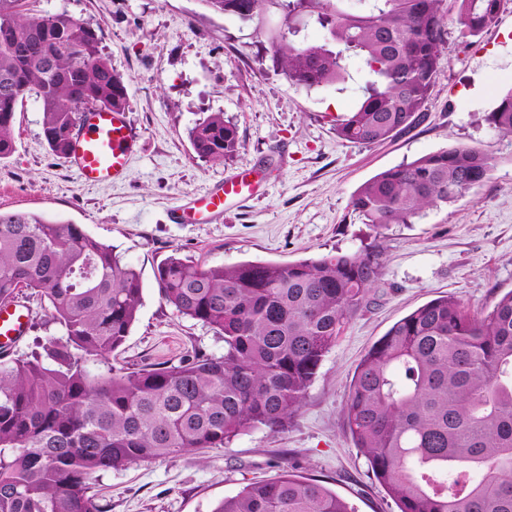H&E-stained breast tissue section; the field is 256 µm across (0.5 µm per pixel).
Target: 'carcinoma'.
<instances>
[{
    "label": "carcinoma",
    "mask_w": 512,
    "mask_h": 512,
    "mask_svg": "<svg viewBox=\"0 0 512 512\" xmlns=\"http://www.w3.org/2000/svg\"><path fill=\"white\" fill-rule=\"evenodd\" d=\"M0 0V160L14 151V114L33 92L50 151L65 157L88 106L123 110L124 78L93 28L65 12L39 18ZM248 24L270 7L288 19L272 61L289 83L346 82L347 59L373 80L336 135L372 145L411 126L441 65L445 0H205ZM460 35L497 21L502 0H454ZM322 42L292 43L301 26ZM487 121L512 135V90ZM195 153L229 160L239 148L222 112L189 131ZM497 159L460 145L379 172L350 206L374 227L411 224L488 179ZM372 245L295 263L201 265L171 255L155 271L162 300L224 339L153 370L101 367L142 305L140 273L81 225L0 212V304L40 294L64 338L29 358L0 361V512H106L95 475L204 448L264 426L284 429L326 354L381 278ZM346 426L399 512H512V291L473 312L454 295L395 322L353 375ZM214 512H355L321 481L280 465Z\"/></svg>",
    "instance_id": "cac0c4a2"
}]
</instances>
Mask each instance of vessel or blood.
I'll return each mask as SVG.
<instances>
[{
	"mask_svg": "<svg viewBox=\"0 0 512 512\" xmlns=\"http://www.w3.org/2000/svg\"><path fill=\"white\" fill-rule=\"evenodd\" d=\"M139 139V133L127 122L124 113L107 107H93L83 114L66 163L85 183H116L123 179ZM257 189L258 183L249 172L238 173L224 180L220 188L178 205L174 210V221L194 224L202 214L221 216L228 201L254 196ZM26 330L27 315L21 303L0 304V348L15 342Z\"/></svg>",
	"mask_w": 512,
	"mask_h": 512,
	"instance_id": "obj_1",
	"label": "vessel or blood"
}]
</instances>
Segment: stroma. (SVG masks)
<instances>
[{"instance_id":"35a3bbf8","label":"stroma","mask_w":512,"mask_h":512,"mask_svg":"<svg viewBox=\"0 0 512 512\" xmlns=\"http://www.w3.org/2000/svg\"><path fill=\"white\" fill-rule=\"evenodd\" d=\"M445 8L441 68L424 111L394 138L362 145L335 131L337 118L361 102L362 62L350 59L341 88L291 85L271 61L273 41L288 30L276 8L244 24L204 0H26L28 15L64 11L102 28L103 52L128 86L125 116L141 133L123 181L85 184L50 152L40 103L30 94L15 113V150L0 161V211L83 225L140 272L138 318L109 364L152 369L195 352L223 354L221 336L161 300L154 271L170 255L202 265L288 264L370 244L383 251L370 303L325 356L284 430L261 427L221 448L99 473L94 490L107 512H213L248 483L276 476L283 461L323 481L355 512H398L345 427L360 359L394 322L434 298L454 295L480 309L512 290V136L486 120L512 89V0H503L496 24L471 43L459 34L453 0ZM212 112L237 128L232 159H204L191 146L190 128ZM459 144L498 160L461 200L426 209L415 223L378 229L352 210V195L377 173ZM245 169L263 176L257 195L230 203L220 220L173 222L174 206ZM17 298L29 323L5 351L8 359L62 334L46 300L26 289Z\"/></svg>"}]
</instances>
